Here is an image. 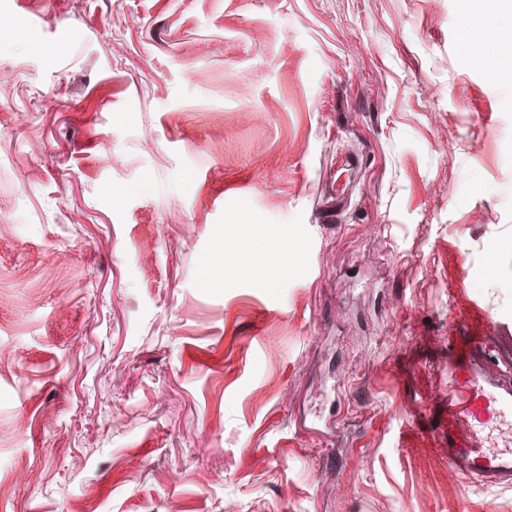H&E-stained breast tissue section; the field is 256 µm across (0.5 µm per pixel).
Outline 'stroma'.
I'll return each mask as SVG.
<instances>
[{"label": "stroma", "instance_id": "35a3bbf8", "mask_svg": "<svg viewBox=\"0 0 512 512\" xmlns=\"http://www.w3.org/2000/svg\"><path fill=\"white\" fill-rule=\"evenodd\" d=\"M473 16L512 34L0 0V512H512L448 479L450 280L512 329V49Z\"/></svg>", "mask_w": 512, "mask_h": 512}]
</instances>
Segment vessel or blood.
I'll use <instances>...</instances> for the list:
<instances>
[{
  "instance_id": "1",
  "label": "vessel or blood",
  "mask_w": 512,
  "mask_h": 512,
  "mask_svg": "<svg viewBox=\"0 0 512 512\" xmlns=\"http://www.w3.org/2000/svg\"><path fill=\"white\" fill-rule=\"evenodd\" d=\"M441 342L448 350V416L450 426L467 443L448 451V477L474 478L488 486L512 487V448H489L473 424L479 401L512 407V382L501 378V338L475 341L448 335Z\"/></svg>"
}]
</instances>
